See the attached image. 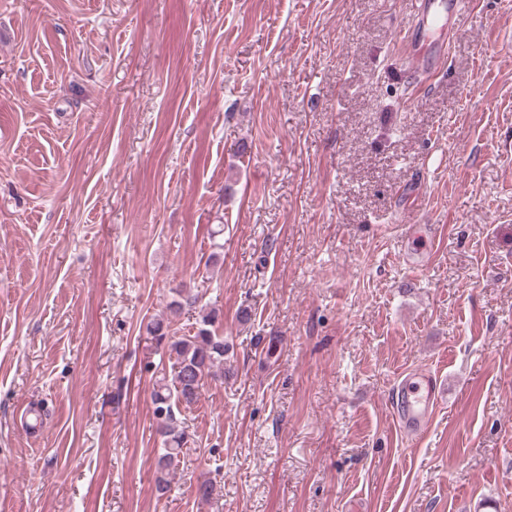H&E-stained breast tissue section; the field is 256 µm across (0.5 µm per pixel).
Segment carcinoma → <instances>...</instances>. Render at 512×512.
<instances>
[{
	"instance_id": "obj_1",
	"label": "carcinoma",
	"mask_w": 512,
	"mask_h": 512,
	"mask_svg": "<svg viewBox=\"0 0 512 512\" xmlns=\"http://www.w3.org/2000/svg\"><path fill=\"white\" fill-rule=\"evenodd\" d=\"M176 294L177 298L167 305V318L157 319L146 327L151 340L156 346L163 347L168 358L173 360L171 375L159 376L152 391L154 415L159 420L158 431L164 444L163 452L156 459V482L160 492L167 489L166 475L186 444L185 433L177 425L175 408L199 400L204 378L213 375L214 368L224 365L226 352L224 336L213 329L214 310L201 315L194 335L178 338L168 335L170 323L180 317L183 306L198 301V296L186 295L181 290Z\"/></svg>"
}]
</instances>
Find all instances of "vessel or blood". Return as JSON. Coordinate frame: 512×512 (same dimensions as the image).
I'll return each instance as SVG.
<instances>
[{
	"mask_svg": "<svg viewBox=\"0 0 512 512\" xmlns=\"http://www.w3.org/2000/svg\"><path fill=\"white\" fill-rule=\"evenodd\" d=\"M422 16L419 30L420 48L411 59L414 69L422 70L442 64L444 58L435 53L429 43L430 29L446 30L460 23L468 9L467 0H421L418 6ZM441 401V389L435 378L410 372L397 387L393 406L399 429L409 437L422 435L429 427L435 409Z\"/></svg>",
	"mask_w": 512,
	"mask_h": 512,
	"instance_id": "obj_1",
	"label": "vessel or blood"
}]
</instances>
